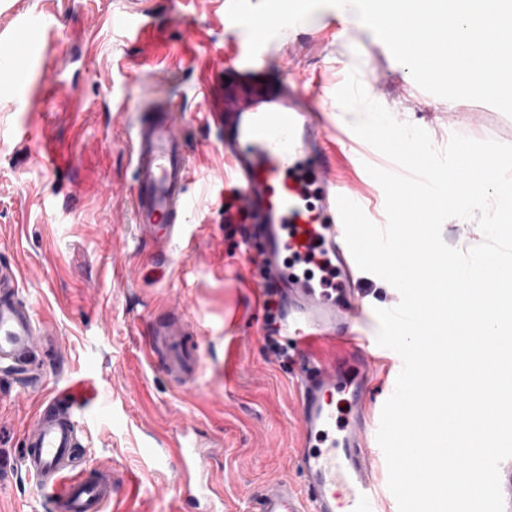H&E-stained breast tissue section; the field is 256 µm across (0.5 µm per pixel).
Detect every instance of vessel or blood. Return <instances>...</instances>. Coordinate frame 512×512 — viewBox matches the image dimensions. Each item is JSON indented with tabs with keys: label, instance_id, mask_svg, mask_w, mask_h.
<instances>
[{
	"label": "vessel or blood",
	"instance_id": "obj_1",
	"mask_svg": "<svg viewBox=\"0 0 512 512\" xmlns=\"http://www.w3.org/2000/svg\"><path fill=\"white\" fill-rule=\"evenodd\" d=\"M214 114L231 163L236 204L250 223L245 251H261L265 275L278 296V326L302 358L295 383L299 448L294 455L300 484L281 479L262 487L254 512H379L380 490L367 450L368 382L374 370L370 342L345 339L343 356H308L335 339L336 327L362 316L357 265L345 243L337 196L358 200L329 161L330 140L313 96L290 80L287 69L269 72L251 64L228 65ZM134 169L130 196L136 224L170 243L191 213L192 164L168 100L142 99L127 128ZM35 315L21 300L13 269L0 270V371L34 376L29 358ZM150 364L187 390L202 366L199 344L187 339L182 314L154 316L144 343ZM85 395L76 388L41 403L24 435L22 465L52 512H105L112 480L74 462ZM183 478L199 476L201 497L222 512L205 481L196 443L175 441L171 450Z\"/></svg>",
	"mask_w": 512,
	"mask_h": 512
}]
</instances>
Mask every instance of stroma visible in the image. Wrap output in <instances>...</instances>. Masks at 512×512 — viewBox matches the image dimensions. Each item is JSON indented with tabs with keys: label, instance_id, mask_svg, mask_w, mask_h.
I'll return each instance as SVG.
<instances>
[{
	"label": "stroma",
	"instance_id": "35a3bbf8",
	"mask_svg": "<svg viewBox=\"0 0 512 512\" xmlns=\"http://www.w3.org/2000/svg\"><path fill=\"white\" fill-rule=\"evenodd\" d=\"M133 12L152 21L138 40L122 27ZM35 15L46 27L40 48L17 57L12 77L0 80V267L18 273L44 365L34 389L0 379V512H49L21 465L24 432L40 401L73 382L97 391L77 433L76 462L110 474L106 512H186L169 453L185 430L223 488L224 512H251L265 482L301 481L295 370L265 348L260 290L224 234L220 128L193 95L200 80L223 85L225 61L245 59L248 39L225 20L224 0H0V49L26 39ZM265 60L288 63L304 86H321L337 149L353 132L331 100L337 77L354 68L376 83L377 102L424 128L436 148L454 133L512 144V117L475 101L447 114L445 100L422 90L370 30L344 29L330 9H318L299 40L274 41ZM147 91L172 102L195 167L191 219L162 270L129 198L126 127ZM358 277L367 308L359 330L373 337L376 309L396 306L400 295L376 275ZM167 305L179 308L201 345L192 392L149 368L144 353L149 314ZM400 371L399 356L383 352L371 417H380Z\"/></svg>",
	"mask_w": 512,
	"mask_h": 512
}]
</instances>
